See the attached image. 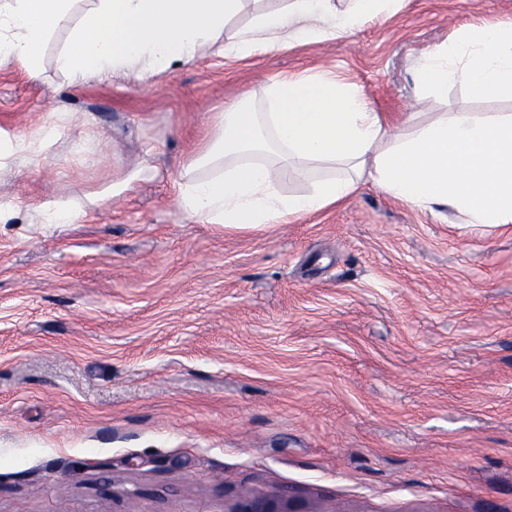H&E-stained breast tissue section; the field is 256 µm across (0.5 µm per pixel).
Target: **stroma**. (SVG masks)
<instances>
[{"label": "stroma", "mask_w": 512, "mask_h": 512, "mask_svg": "<svg viewBox=\"0 0 512 512\" xmlns=\"http://www.w3.org/2000/svg\"><path fill=\"white\" fill-rule=\"evenodd\" d=\"M512 0H404L337 43L245 60L204 47L138 84L0 69V131L60 128L0 177V206L83 200L76 224L0 223V512H512V224L363 187L261 230L180 214L182 170L243 93L332 70L380 112H510L420 57ZM89 120L99 132L75 145ZM230 512H293L289 499L280 497L278 501L269 500L264 497L247 498L239 504L236 509Z\"/></svg>", "instance_id": "1"}]
</instances>
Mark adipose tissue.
Wrapping results in <instances>:
<instances>
[{"instance_id": "ef3b65f1", "label": "adipose tissue", "mask_w": 512, "mask_h": 512, "mask_svg": "<svg viewBox=\"0 0 512 512\" xmlns=\"http://www.w3.org/2000/svg\"><path fill=\"white\" fill-rule=\"evenodd\" d=\"M403 0H0V65L40 75L45 46L70 22L55 56L72 85L115 76L140 81L195 62L202 46L248 59L300 43L337 42L367 21L401 10ZM247 26L227 32L245 8ZM417 84L436 95L461 84L480 98L512 95V22L469 27L423 54ZM57 114L34 141L0 142V172L55 143ZM313 178L286 193L289 175ZM417 209L452 210L468 224L512 223V114L444 112L392 118L353 85L324 71L272 80L260 106L249 99L221 113L216 130L185 167L175 205L204 224H282L352 198L364 184ZM106 195L47 201L37 223L74 224L105 206Z\"/></svg>"}]
</instances>
